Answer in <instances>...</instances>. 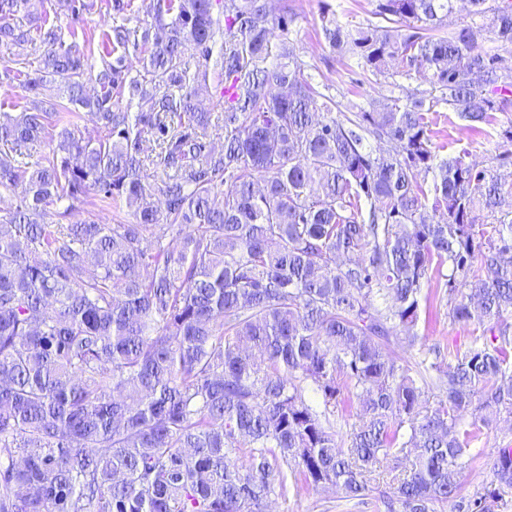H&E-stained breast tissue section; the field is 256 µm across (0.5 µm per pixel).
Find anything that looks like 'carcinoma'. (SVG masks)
<instances>
[{"instance_id": "1", "label": "carcinoma", "mask_w": 512, "mask_h": 512, "mask_svg": "<svg viewBox=\"0 0 512 512\" xmlns=\"http://www.w3.org/2000/svg\"><path fill=\"white\" fill-rule=\"evenodd\" d=\"M467 3L450 29L455 0H377L383 23L351 28L322 14L330 47L364 71L401 58L431 74L428 91L400 85L346 115L288 47V4L152 0L155 35L112 20L97 68L57 25L94 0L39 16L0 0V47L38 52L0 69L37 99L0 112V190L17 199L0 211V512H266L274 490L321 484L387 512H498L511 445L490 485L459 489L484 431L512 415L509 157L440 156L428 116L443 102L479 134L512 112V0ZM21 13L37 36L15 27ZM216 47L232 88L218 152L193 100ZM80 112L105 131L94 143L75 132ZM92 193L133 221L67 222ZM439 295L472 327L446 363L418 333ZM345 392L359 416L342 432Z\"/></svg>"}]
</instances>
